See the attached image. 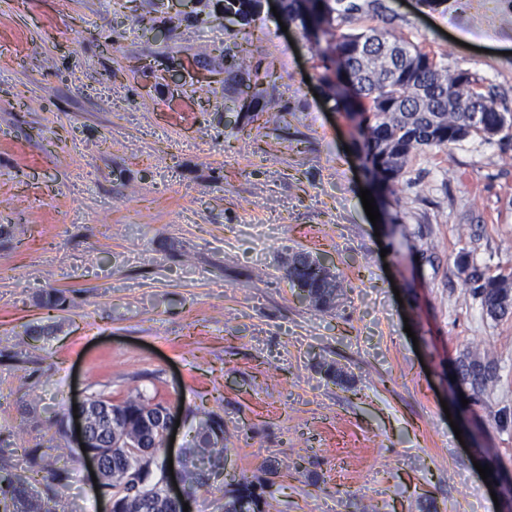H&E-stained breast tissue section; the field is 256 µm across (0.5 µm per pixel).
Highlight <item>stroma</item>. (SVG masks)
<instances>
[{"label":"stroma","mask_w":512,"mask_h":512,"mask_svg":"<svg viewBox=\"0 0 512 512\" xmlns=\"http://www.w3.org/2000/svg\"><path fill=\"white\" fill-rule=\"evenodd\" d=\"M382 2L347 28L408 38L512 111V0ZM278 3L229 25L224 0H0V470L104 512L60 421L138 390L175 410L177 456L217 414L265 512H512L477 470L512 471V313L466 281L512 274V139L427 148L382 191L322 94L333 36L280 27ZM301 251L341 284L329 311L288 281ZM469 358L482 387L457 378ZM36 448L62 449L57 480Z\"/></svg>","instance_id":"1"}]
</instances>
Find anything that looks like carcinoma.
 Masks as SVG:
<instances>
[{"label":"carcinoma","instance_id":"cac0c4a2","mask_svg":"<svg viewBox=\"0 0 512 512\" xmlns=\"http://www.w3.org/2000/svg\"><path fill=\"white\" fill-rule=\"evenodd\" d=\"M286 19L305 30L336 20H344L362 9L356 0H311L302 10L299 0H281ZM334 50L345 56L350 69L349 92L344 97L329 94L335 106L360 116L359 130L366 154L379 163L376 176L383 184L399 181L410 158L425 147H445L474 137L491 139L499 134L512 138V112L497 104L495 88L466 70L440 65L429 53L402 36L387 37L375 28L343 32ZM288 281L304 290V301L317 311L331 309L341 291L340 283L319 259L301 252L288 262ZM467 281L483 310L501 317L512 308L509 278H484L472 271ZM462 379L474 387L489 377V366L478 361L462 364ZM99 402L114 411L115 419L100 425L99 436L109 447L105 461L104 492L126 503L127 512H178L174 502L161 495L158 474L163 467V440L159 426L145 417L157 412L160 404L130 393L114 403ZM214 414L200 418L185 452L183 481L194 493L224 465V437L212 427ZM151 450L153 472L130 473L138 447ZM31 462L53 480L57 476L54 457L39 449ZM248 481L238 482L237 494L224 504V512H263V494ZM0 512H70L69 504L43 499L19 477L0 475Z\"/></svg>","mask_w":512,"mask_h":512}]
</instances>
